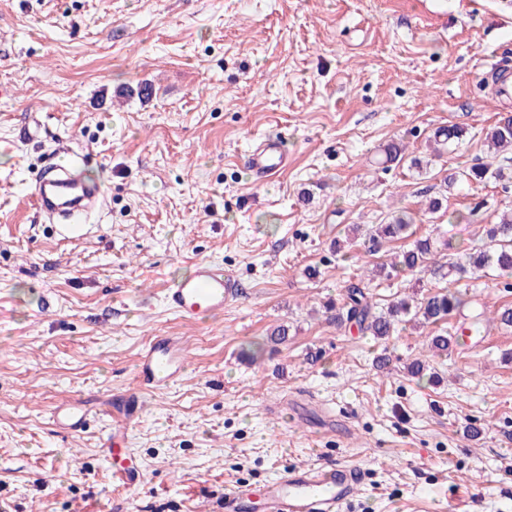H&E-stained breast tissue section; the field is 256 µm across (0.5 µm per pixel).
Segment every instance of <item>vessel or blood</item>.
Listing matches in <instances>:
<instances>
[{"label":"vessel or blood","instance_id":"obj_1","mask_svg":"<svg viewBox=\"0 0 512 512\" xmlns=\"http://www.w3.org/2000/svg\"><path fill=\"white\" fill-rule=\"evenodd\" d=\"M244 165L255 181L264 182L288 167V148L283 139L265 138L255 143L244 159ZM32 196L41 212L61 225L67 238L79 236L83 230L78 220L98 201L99 188L74 174L66 165L57 164L42 172L35 180ZM242 286L222 263L201 259L191 272L169 288L164 303L179 317L196 321L209 313L223 311L239 299ZM186 363V351L179 339L161 336L141 354L135 367V385L102 408L111 420L104 446L107 453L117 455L118 442L127 440L132 421L138 417L146 399L160 388L176 381ZM90 399L80 397L55 406L53 424L71 433L81 432L90 413ZM112 483L125 490L144 483L142 473L133 467L112 470ZM361 484L358 468L328 464L290 470L284 477L266 483L262 489L238 485L226 490L211 504V512H247L253 496L264 499L265 512H343Z\"/></svg>","mask_w":512,"mask_h":512}]
</instances>
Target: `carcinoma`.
<instances>
[{"label":"carcinoma","mask_w":512,"mask_h":512,"mask_svg":"<svg viewBox=\"0 0 512 512\" xmlns=\"http://www.w3.org/2000/svg\"><path fill=\"white\" fill-rule=\"evenodd\" d=\"M487 139L493 150V157L501 156L506 162L511 161L512 154V116L502 117L487 133ZM512 176L503 165L493 166L486 163L470 169L465 177L470 181L484 182L487 180L503 181ZM411 218L405 214L393 218L387 224H379L370 231L371 247L377 248L386 239L403 237L410 228ZM434 243L425 238L416 241L413 248L402 253L399 264L390 267L383 265L371 270L374 276H392L402 270L409 272L428 271L441 279H448V290L435 293L426 300L416 302L402 298L394 302L385 312H377L367 300L362 288L356 284L347 287L346 301L338 307L328 304L325 309L335 312L334 319L342 324L353 322L359 329L371 336L383 339L393 335L402 318L414 314L425 323H436L448 315L457 312L464 304L459 291L460 282L484 272L490 267L498 269L503 275H512V209L498 213L497 222L488 225L485 237L473 244L464 258L450 261L443 265L431 260ZM457 346L452 336L436 335L432 337L429 352L434 355L446 354Z\"/></svg>","instance_id":"cac0c4a2"}]
</instances>
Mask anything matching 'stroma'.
Returning <instances> with one entry per match:
<instances>
[{
  "label": "stroma",
  "instance_id": "obj_1",
  "mask_svg": "<svg viewBox=\"0 0 512 512\" xmlns=\"http://www.w3.org/2000/svg\"><path fill=\"white\" fill-rule=\"evenodd\" d=\"M0 0V507L5 512H207L239 484L298 466L352 464L348 512H512V329L467 335L512 306L490 270L438 324L377 339L329 322L364 267L432 238L462 253L512 208V181H467L512 99V7L500 0ZM153 85V98L141 84ZM458 144L432 157L434 133ZM291 163L255 182L254 142ZM400 143V161L380 148ZM72 149L102 189L83 236L63 238L31 199ZM428 161L426 169L415 160ZM443 207L427 212L430 199ZM411 213V237L369 250L354 229ZM223 263L243 296L194 323L163 296L195 261ZM424 273L374 278L376 309L444 287ZM286 325L288 341L266 338ZM450 356L431 357L441 332ZM156 336L187 339L188 367L158 391L126 452L145 476L113 488L99 417L56 430L52 407L134 385ZM389 364L378 370L376 360ZM423 359L422 377L408 364ZM309 393L327 415L289 407Z\"/></svg>",
  "mask_w": 512,
  "mask_h": 512
}]
</instances>
